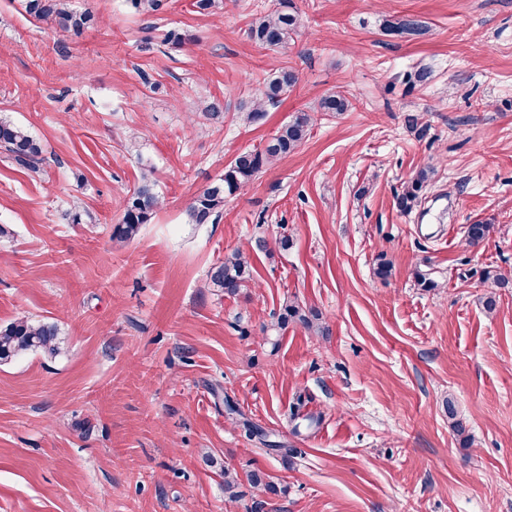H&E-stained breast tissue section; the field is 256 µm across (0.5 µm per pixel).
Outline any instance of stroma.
I'll return each instance as SVG.
<instances>
[{
	"mask_svg": "<svg viewBox=\"0 0 512 512\" xmlns=\"http://www.w3.org/2000/svg\"><path fill=\"white\" fill-rule=\"evenodd\" d=\"M194 2L147 16L70 0L95 18L75 36L0 0V118L42 149L34 173L0 148V326L50 318L64 340L0 365V512H512V288L483 305L486 273L512 277V0H291L300 28L272 49L247 28L280 0ZM408 19L418 31L396 33ZM283 67L294 90L243 124ZM337 91L350 110L318 113ZM300 112L316 115L307 140L189 223L192 199ZM148 170L161 207L114 241ZM475 222L495 230L470 247ZM239 246L252 282L208 287ZM288 304L324 332L292 323L266 343ZM255 471L277 493L254 491ZM428 179V170L421 169L417 175L408 183L405 190L397 196V203L404 211L411 210L419 202V192L423 183Z\"/></svg>",
	"mask_w": 512,
	"mask_h": 512,
	"instance_id": "stroma-1",
	"label": "stroma"
}]
</instances>
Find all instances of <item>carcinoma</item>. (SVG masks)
Returning a JSON list of instances; mask_svg holds the SVG:
<instances>
[{
    "instance_id": "obj_1",
    "label": "carcinoma",
    "mask_w": 512,
    "mask_h": 512,
    "mask_svg": "<svg viewBox=\"0 0 512 512\" xmlns=\"http://www.w3.org/2000/svg\"><path fill=\"white\" fill-rule=\"evenodd\" d=\"M25 11L37 20L50 21L64 33H80L92 22L88 13L72 9L69 0H22ZM289 2L281 0V8L256 21L248 29V36L257 44L266 47H279L288 44L299 27V18L287 11ZM297 82L293 70L281 68L257 90L252 108L243 113L242 120L248 125L261 121L265 116V106L280 100L293 90ZM351 106L350 99L335 92L321 98L317 111L328 113L346 112ZM315 122V115L300 112L292 120L282 125L270 138L268 144L254 151L238 154L224 168L221 182L206 188L189 204L187 213L194 224H206L224 207V199L244 190L265 168L296 150L306 139ZM0 147L5 149L19 166L36 170V163L42 153L40 144L22 127L0 119ZM428 179V170L422 169L397 196L400 209L408 211L419 202V192ZM156 182L152 175L145 173L140 184L123 204V217L116 225L112 237L127 240L135 237L141 227L151 221L160 205V197L155 191ZM494 231V225L487 223L470 224L467 227L466 241L477 246L486 241ZM253 280V268L249 254L237 249L224 258V262L211 268L209 284L235 295ZM319 314L307 315L299 306L290 304L271 323L270 330H283L290 322H300L308 330L321 329ZM61 351L58 325L47 319L19 318L0 327V364H8L29 353L40 352L54 357ZM224 492L228 502L238 501L241 496L237 473L224 468Z\"/></svg>"
}]
</instances>
